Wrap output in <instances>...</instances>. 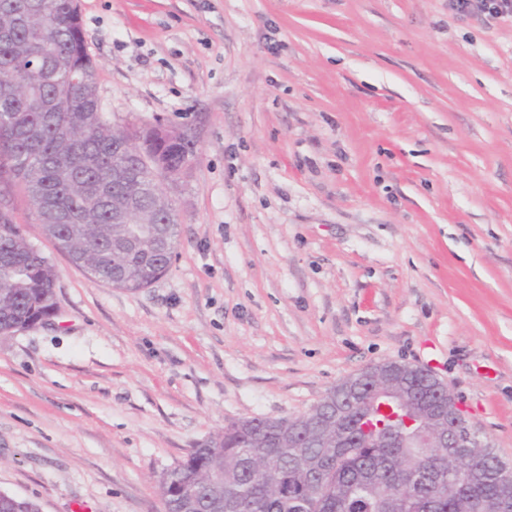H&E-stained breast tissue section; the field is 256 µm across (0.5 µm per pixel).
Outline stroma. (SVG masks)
Instances as JSON below:
<instances>
[{
  "instance_id": "35a3bbf8",
  "label": "stroma",
  "mask_w": 512,
  "mask_h": 512,
  "mask_svg": "<svg viewBox=\"0 0 512 512\" xmlns=\"http://www.w3.org/2000/svg\"><path fill=\"white\" fill-rule=\"evenodd\" d=\"M112 123L190 126L150 287L55 264L59 311L0 335V491L165 512L230 422L308 411L398 361L512 465V17L448 0H79Z\"/></svg>"
}]
</instances>
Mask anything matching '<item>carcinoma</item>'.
I'll return each instance as SVG.
<instances>
[{
    "mask_svg": "<svg viewBox=\"0 0 512 512\" xmlns=\"http://www.w3.org/2000/svg\"><path fill=\"white\" fill-rule=\"evenodd\" d=\"M56 56L74 60L85 81L58 94L47 79ZM79 0H0V333L31 325L54 305L58 272L14 223L21 187L45 236L103 284L147 288L175 255L177 209L157 187L196 160L195 145L131 135L109 120L97 92ZM390 387L423 417L447 407L438 380L389 363ZM366 372L356 374L336 415V389L299 415L312 430L288 436L266 418L230 423L197 445L159 484L167 512H512V478L472 433L467 448L431 440L377 445L361 429L374 411Z\"/></svg>",
    "mask_w": 512,
    "mask_h": 512,
    "instance_id": "1",
    "label": "carcinoma"
}]
</instances>
